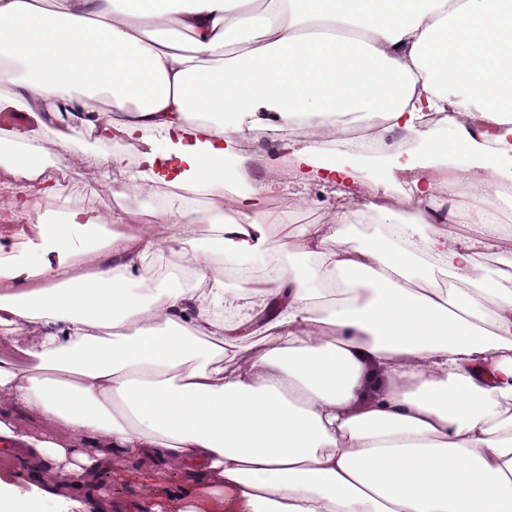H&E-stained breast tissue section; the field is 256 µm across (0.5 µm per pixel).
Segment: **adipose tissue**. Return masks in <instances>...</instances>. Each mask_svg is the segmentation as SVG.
Masks as SVG:
<instances>
[{"label": "adipose tissue", "mask_w": 512, "mask_h": 512, "mask_svg": "<svg viewBox=\"0 0 512 512\" xmlns=\"http://www.w3.org/2000/svg\"><path fill=\"white\" fill-rule=\"evenodd\" d=\"M0 83L46 154L76 161L79 133L127 140L136 169L103 158L120 197L165 185L225 206L210 222L182 199L153 210L197 285L145 289L162 250L118 232L134 214L72 209L12 157L22 206L58 197L67 222L0 264V443L19 454L0 512H83L100 466L145 461L186 478L167 512H512V273L477 263L494 224L429 223V186L368 203L386 244L353 236L348 204L275 241L281 217L238 190L251 159L234 152L255 129L307 130L290 160L307 207L311 182L354 177L325 162L330 137L440 113L452 149L429 173L472 182L468 210L488 212L512 180V0H0ZM451 154L478 166L447 170Z\"/></svg>", "instance_id": "adipose-tissue-1"}]
</instances>
